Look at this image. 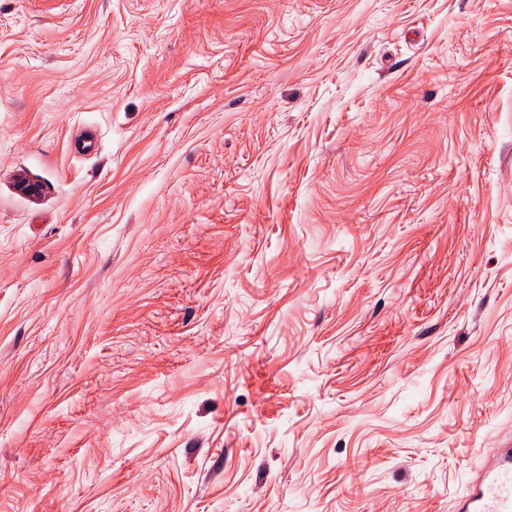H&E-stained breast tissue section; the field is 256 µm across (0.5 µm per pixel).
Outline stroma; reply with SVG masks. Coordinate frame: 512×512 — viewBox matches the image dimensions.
Instances as JSON below:
<instances>
[{
	"instance_id": "1",
	"label": "stroma",
	"mask_w": 512,
	"mask_h": 512,
	"mask_svg": "<svg viewBox=\"0 0 512 512\" xmlns=\"http://www.w3.org/2000/svg\"><path fill=\"white\" fill-rule=\"evenodd\" d=\"M510 438L512 0H0V512H455Z\"/></svg>"
}]
</instances>
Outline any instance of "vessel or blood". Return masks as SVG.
<instances>
[{"instance_id": "vessel-or-blood-1", "label": "vessel or blood", "mask_w": 512, "mask_h": 512, "mask_svg": "<svg viewBox=\"0 0 512 512\" xmlns=\"http://www.w3.org/2000/svg\"><path fill=\"white\" fill-rule=\"evenodd\" d=\"M457 512H512V446L478 465Z\"/></svg>"}]
</instances>
